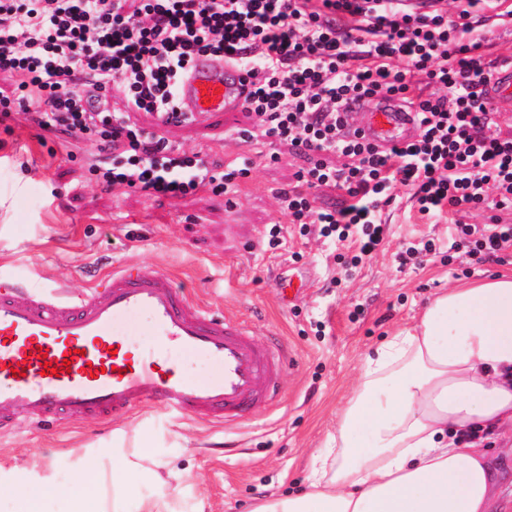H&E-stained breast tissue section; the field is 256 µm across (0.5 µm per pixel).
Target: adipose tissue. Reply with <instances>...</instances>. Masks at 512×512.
Wrapping results in <instances>:
<instances>
[{
    "mask_svg": "<svg viewBox=\"0 0 512 512\" xmlns=\"http://www.w3.org/2000/svg\"><path fill=\"white\" fill-rule=\"evenodd\" d=\"M512 430V271L437 295L419 322L366 355L358 382L310 468L305 487L252 512H488L492 470L458 432ZM67 512H175L158 490L139 494L143 465L119 447L74 463ZM45 469L18 471L21 512H42Z\"/></svg>",
    "mask_w": 512,
    "mask_h": 512,
    "instance_id": "1",
    "label": "adipose tissue"
}]
</instances>
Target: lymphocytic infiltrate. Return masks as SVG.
Segmentation results:
<instances>
[{
	"label": "lymphocytic infiltrate",
	"mask_w": 512,
	"mask_h": 512,
	"mask_svg": "<svg viewBox=\"0 0 512 512\" xmlns=\"http://www.w3.org/2000/svg\"><path fill=\"white\" fill-rule=\"evenodd\" d=\"M484 0H441L402 13L388 0H0V113L38 104L37 126L67 137L127 143L109 185L163 197L189 186L173 178L162 140L115 116L108 97L121 82L130 112L177 113V88L194 56L219 55L241 67L246 112L272 141H288L306 165L278 198L301 230L338 242L358 234L369 255L384 242L383 206L409 187L421 215L458 207H512V136L495 128L486 85L491 65L468 35ZM408 101L419 133L381 150L346 132L344 114L361 101ZM318 152L354 158L334 169ZM345 190L340 205L313 207L309 189ZM472 254L512 248V224L498 214L485 228L460 225Z\"/></svg>",
	"instance_id": "1"
}]
</instances>
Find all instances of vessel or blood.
Segmentation results:
<instances>
[{"mask_svg":"<svg viewBox=\"0 0 512 512\" xmlns=\"http://www.w3.org/2000/svg\"><path fill=\"white\" fill-rule=\"evenodd\" d=\"M244 71L219 56L196 57L181 79L180 111L223 119L245 105ZM493 103L512 106V60L487 86ZM365 140L386 148L412 140L415 112L394 102L359 103ZM144 317L152 337L127 340ZM201 355L221 369L201 380L171 357ZM283 347L256 344L242 322L200 307L168 273L126 265L88 292L42 293L0 279V430L20 431L61 415L108 418L159 403L184 415L239 418L275 397Z\"/></svg>","mask_w":512,"mask_h":512,"instance_id":"b4317fda","label":"vessel or blood"}]
</instances>
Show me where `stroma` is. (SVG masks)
Listing matches in <instances>:
<instances>
[{
    "mask_svg": "<svg viewBox=\"0 0 512 512\" xmlns=\"http://www.w3.org/2000/svg\"><path fill=\"white\" fill-rule=\"evenodd\" d=\"M30 117L22 110L0 120V278L29 288L63 284L80 295L113 268L138 263L172 274L207 311L245 321L258 341L287 350L276 402L240 420L148 405L105 421L63 417L0 433V470L51 467L56 486L43 497L45 512H65L62 491L77 479L73 461L111 446L117 431L130 451L150 440L178 512H250L258 497L301 489L364 355L416 320L442 289L512 268V255L479 262L453 248L451 221L421 216L405 186L382 212L385 244L350 266L358 243L294 230L276 192L295 184L303 161L288 145L241 137L253 126L242 111L223 132L203 120L169 131L177 151L209 146L229 180L227 191L179 198L104 188L94 139L58 138ZM246 159L251 170L243 177L237 170ZM428 242L435 249L422 254ZM411 245L418 255L401 259ZM290 278L304 290L288 303L279 288ZM482 443L493 469L492 512H512V433Z\"/></svg>",
    "mask_w": 512,
    "mask_h": 512,
    "instance_id": "obj_1",
    "label": "stroma"
}]
</instances>
